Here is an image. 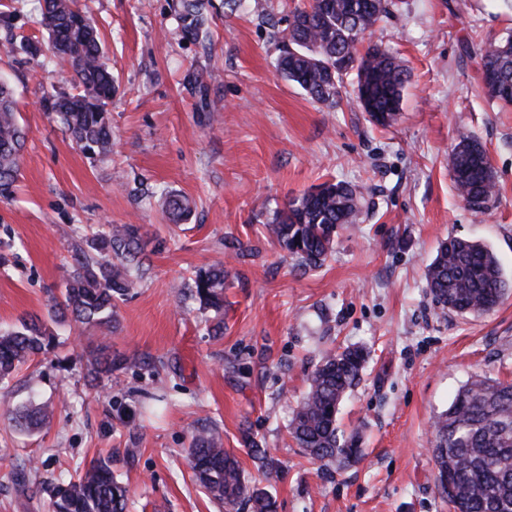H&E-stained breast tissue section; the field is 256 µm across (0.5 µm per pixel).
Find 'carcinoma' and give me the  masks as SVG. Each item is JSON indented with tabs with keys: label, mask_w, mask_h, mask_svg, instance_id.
I'll list each match as a JSON object with an SVG mask.
<instances>
[{
	"label": "carcinoma",
	"mask_w": 512,
	"mask_h": 512,
	"mask_svg": "<svg viewBox=\"0 0 512 512\" xmlns=\"http://www.w3.org/2000/svg\"><path fill=\"white\" fill-rule=\"evenodd\" d=\"M361 0H311L290 12L280 31L279 74L301 88L312 100L328 105L344 89V79L356 73L357 89L365 92L368 121L391 125L400 112L408 72L378 45L360 51L389 13L387 0L379 8H360ZM212 0H171L170 11L180 23L179 34L197 40L207 33L213 15ZM39 24L47 32L56 63L67 67L75 92L43 97L44 111L56 116L71 140L83 152L107 156L112 152V121L108 106L115 93L112 69L98 29L76 0H39ZM481 75L492 72L496 82H483L487 97L512 106V34L479 49ZM341 58L354 65L336 67ZM25 128L18 119L17 102L9 84H0V192L14 183L22 159ZM459 199L476 213L488 210L496 199V181L480 142L462 133L448 152ZM363 193L344 182H326L321 193H304L288 201L267 222L271 240L305 269L321 267L333 252L338 229L353 224ZM162 209L175 222L188 219L185 197L160 191ZM139 229L133 224H110L87 242L77 266L68 274L50 318L57 323L70 315L83 325L112 327L116 300L135 286L139 269ZM428 286L444 308L458 314L481 316L493 311L512 293L494 251L478 241L451 237L427 267ZM195 296L205 308L224 311V268L196 272ZM55 333L39 321L23 320L0 332V387L7 386L18 367L53 346ZM368 353L346 347L327 354L310 373L307 389L289 423L288 434L308 458L322 465L351 464L361 457L359 433L340 429L339 405L361 381ZM114 369L108 346L98 347L90 376L111 377ZM0 410L16 426L32 431L50 423L45 407H17L0 400ZM437 483L451 512H512V383L483 375L471 377L448 409L435 417ZM257 474L246 476L236 456L224 448L216 428L196 431L186 459L199 484L226 512H276V501L263 486L276 475L279 461L263 448L251 449ZM50 512H126L128 490L112 471V460L98 458L74 473L63 472L46 486Z\"/></svg>",
	"instance_id": "carcinoma-1"
}]
</instances>
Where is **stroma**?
<instances>
[{"label":"stroma","mask_w":512,"mask_h":512,"mask_svg":"<svg viewBox=\"0 0 512 512\" xmlns=\"http://www.w3.org/2000/svg\"><path fill=\"white\" fill-rule=\"evenodd\" d=\"M309 0H244L217 8L202 41H184L168 0H93L117 86L113 150L83 153L44 95L71 91L50 52L6 39L47 37L34 0H0V78L15 89L27 136L10 196H0V328L47 318L74 255L106 224H133L144 255L137 286L117 303L108 336L114 381L90 382L97 329L73 320L22 366L8 391L48 403L49 426L28 434L0 415V512H49L46 483L94 457L111 458L128 512H225L194 482L186 449L214 425L247 474L251 444L281 467L277 512H450L436 484L433 421L474 374L512 382V296L486 315L438 305L426 269L458 236L496 252L512 276V108L481 90L467 44L512 32L501 0H391L366 36L404 62L397 122L370 124L354 77L336 107L312 101L276 69V33ZM480 141L497 198L485 213L458 198L448 153L458 132ZM363 188L355 224L315 271L283 258L265 224L289 199L326 182ZM187 197L173 223L153 193ZM226 271L224 333L186 289L198 269ZM369 349L363 380L339 422L361 436L357 463L319 469L288 421L322 356Z\"/></svg>","instance_id":"1"}]
</instances>
